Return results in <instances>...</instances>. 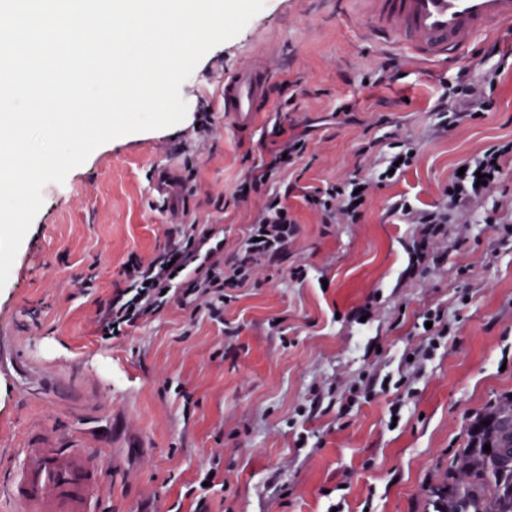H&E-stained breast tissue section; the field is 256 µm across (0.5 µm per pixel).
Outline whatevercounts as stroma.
<instances>
[{
    "label": "stroma",
    "mask_w": 512,
    "mask_h": 512,
    "mask_svg": "<svg viewBox=\"0 0 512 512\" xmlns=\"http://www.w3.org/2000/svg\"><path fill=\"white\" fill-rule=\"evenodd\" d=\"M354 9L352 0H265L182 84V122L107 142L44 188L0 288V336L18 338L21 358L80 367L73 386L85 398L27 395L0 372V448L77 440L104 449L101 512H425L426 486L445 477L476 415L512 393V239L481 221L494 207L512 221V159L467 223L449 225L438 245L445 260L426 274L410 272L413 227L391 207L402 198L441 205L458 165L512 139V67L497 111L436 131L430 106L455 68L381 47L352 22ZM390 56L398 79L369 85ZM262 64L275 70L265 110L253 128H237L224 113V76ZM345 104L350 112L336 118ZM200 112L212 123L204 139L193 131ZM277 122L308 141L272 185L299 222L287 255L254 264L223 322L174 301L126 335L97 336L124 264L152 258L182 225H215L233 261L260 207L233 195L266 157ZM374 138L414 141L416 164L372 188L358 223H323L303 191L370 175L382 154L358 148ZM163 171L171 182L161 196ZM90 274L98 286L87 292L80 282ZM367 304L373 315L358 324L351 313ZM431 308L444 311L450 335L415 370L405 357L421 345L418 317ZM364 375L397 387L347 406ZM396 399L404 408L394 426ZM216 457L223 486L199 488Z\"/></svg>",
    "instance_id": "obj_1"
}]
</instances>
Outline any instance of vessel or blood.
I'll use <instances>...</instances> for the list:
<instances>
[{
	"label": "vessel or blood",
	"instance_id": "b4317fda",
	"mask_svg": "<svg viewBox=\"0 0 512 512\" xmlns=\"http://www.w3.org/2000/svg\"><path fill=\"white\" fill-rule=\"evenodd\" d=\"M379 44L402 45L427 62L456 60L477 37L512 21V0H358ZM269 67L239 69L224 79V111L249 128L265 106ZM0 368L35 383L44 399L71 395L70 382L47 375L36 363L16 358L9 338H0ZM13 465L0 469V503L12 512H98L105 459L84 445L15 448Z\"/></svg>",
	"mask_w": 512,
	"mask_h": 512
}]
</instances>
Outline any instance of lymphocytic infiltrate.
<instances>
[{
    "label": "lymphocytic infiltrate",
    "mask_w": 512,
    "mask_h": 512,
    "mask_svg": "<svg viewBox=\"0 0 512 512\" xmlns=\"http://www.w3.org/2000/svg\"><path fill=\"white\" fill-rule=\"evenodd\" d=\"M498 55V44H491L485 50V63L480 69L459 70L453 80L444 82L433 106L438 130H448L495 109L502 68ZM272 134L274 140L267 157L247 172L236 193L237 201L245 205L257 196L263 197L264 202L233 262L219 267L218 256L224 250V239L213 226L187 225L178 241L152 259L145 262L130 259L128 286L117 289L98 312L96 323L100 336L122 335L126 329L162 311L174 297L181 304L206 308L211 318H222L230 290L248 284L257 258L275 262L287 254L297 231V221L285 198L271 191L269 185L304 156L307 142L301 136L287 134L279 125ZM510 155L512 140L487 148L475 164L467 166L463 175H451L443 205L419 209L405 199L395 203V211L417 227L411 249L412 270L428 266L432 247L444 235L453 214L469 211L487 188L500 183L504 161ZM416 158L417 149L412 143L392 145L382 166L370 176L356 175L343 183L326 184L305 194V203L322 216L324 223H332L339 215L357 221L372 185L392 182L391 168L407 169ZM481 173L488 177L482 185L477 182Z\"/></svg>",
    "instance_id": "f902f5d3"
}]
</instances>
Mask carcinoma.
Instances as JSON below:
<instances>
[{"instance_id": "obj_1", "label": "carcinoma", "mask_w": 512, "mask_h": 512, "mask_svg": "<svg viewBox=\"0 0 512 512\" xmlns=\"http://www.w3.org/2000/svg\"><path fill=\"white\" fill-rule=\"evenodd\" d=\"M428 504L431 512H512V395L475 419Z\"/></svg>"}]
</instances>
